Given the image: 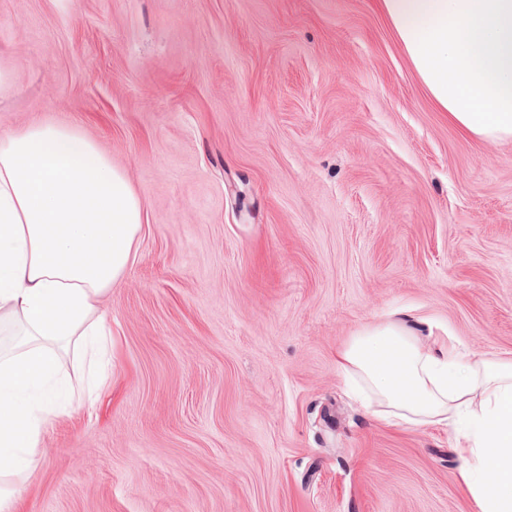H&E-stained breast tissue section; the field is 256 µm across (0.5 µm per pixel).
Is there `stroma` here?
<instances>
[{"instance_id":"35a3bbf8","label":"stroma","mask_w":512,"mask_h":512,"mask_svg":"<svg viewBox=\"0 0 512 512\" xmlns=\"http://www.w3.org/2000/svg\"><path fill=\"white\" fill-rule=\"evenodd\" d=\"M2 58L0 132L79 126L145 210L18 512H473L453 429L374 418L336 351L408 308L512 359V141L449 124L374 0H0Z\"/></svg>"}]
</instances>
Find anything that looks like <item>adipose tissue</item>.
I'll use <instances>...</instances> for the list:
<instances>
[{
  "mask_svg": "<svg viewBox=\"0 0 512 512\" xmlns=\"http://www.w3.org/2000/svg\"><path fill=\"white\" fill-rule=\"evenodd\" d=\"M379 5L449 123L512 140V0ZM142 217L124 173L78 127L34 121L0 133V319L33 339L0 355V478L29 469L43 428L67 407L56 343L106 363L98 301L124 274ZM336 368L388 425L453 427L475 512H512V359L424 345L400 311L352 336Z\"/></svg>",
  "mask_w": 512,
  "mask_h": 512,
  "instance_id": "ef3b65f1",
  "label": "adipose tissue"
}]
</instances>
